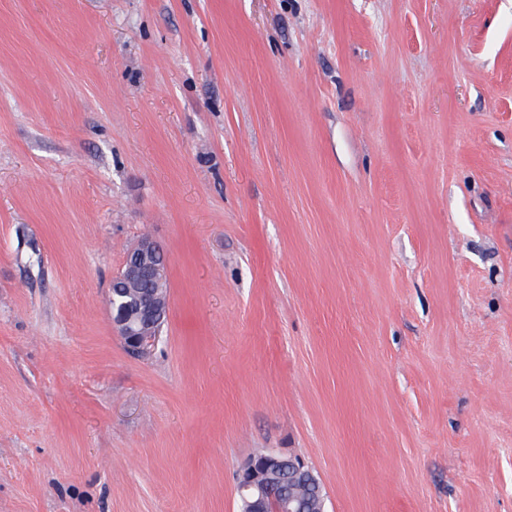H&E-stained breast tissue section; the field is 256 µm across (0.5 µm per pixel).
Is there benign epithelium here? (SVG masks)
<instances>
[{
	"label": "benign epithelium",
	"mask_w": 512,
	"mask_h": 512,
	"mask_svg": "<svg viewBox=\"0 0 512 512\" xmlns=\"http://www.w3.org/2000/svg\"><path fill=\"white\" fill-rule=\"evenodd\" d=\"M166 274L165 253L153 239L145 237L131 247L123 266L112 278L109 297L112 323L132 354L143 355L154 346L168 312L169 300L156 293L127 301H118L116 297L124 296V289L134 283L148 287L159 284L166 280ZM281 463L282 454L269 450L240 471L238 494L252 498L248 512H303V505L291 499L286 503L277 500L278 481L274 477Z\"/></svg>",
	"instance_id": "benign-epithelium-1"
}]
</instances>
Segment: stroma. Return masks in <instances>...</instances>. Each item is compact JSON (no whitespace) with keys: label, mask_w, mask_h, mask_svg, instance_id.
Wrapping results in <instances>:
<instances>
[{"label":"stroma","mask_w":512,"mask_h":512,"mask_svg":"<svg viewBox=\"0 0 512 512\" xmlns=\"http://www.w3.org/2000/svg\"><path fill=\"white\" fill-rule=\"evenodd\" d=\"M260 448L512 512V0H0V512H240ZM167 258L161 247L149 237L139 239L129 250L123 266L112 278L109 311L112 323L121 336L127 350L143 355L154 346L159 328L167 315V294L150 293L127 301H116L115 296L126 297L124 288L138 283L148 287L166 280ZM158 293L166 291L164 282Z\"/></svg>","instance_id":"obj_1"}]
</instances>
